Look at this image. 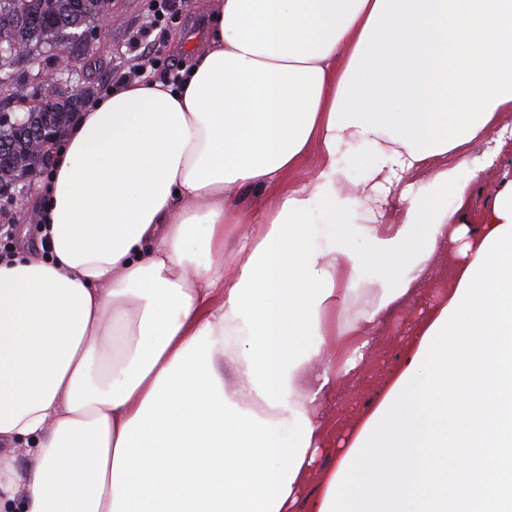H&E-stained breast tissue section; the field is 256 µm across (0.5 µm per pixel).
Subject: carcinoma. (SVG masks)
Here are the masks:
<instances>
[{"mask_svg": "<svg viewBox=\"0 0 512 512\" xmlns=\"http://www.w3.org/2000/svg\"><path fill=\"white\" fill-rule=\"evenodd\" d=\"M108 9V0H0V46H21L32 55L48 50L52 52V65L65 74L71 50L92 51L95 21ZM25 61V57L12 61L7 69L10 82H0V102L6 105L17 95L29 97L32 88L34 99L39 101L26 108L24 127L0 123V147L7 146V157L0 158V194L7 199L12 198L10 189H18L23 180L34 181L46 167L34 150L38 134L44 130L63 131L90 98L88 94L73 93L64 83L50 91L30 86L17 71Z\"/></svg>", "mask_w": 512, "mask_h": 512, "instance_id": "cac0c4a2", "label": "carcinoma"}]
</instances>
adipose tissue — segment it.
I'll return each instance as SVG.
<instances>
[{
  "mask_svg": "<svg viewBox=\"0 0 512 512\" xmlns=\"http://www.w3.org/2000/svg\"><path fill=\"white\" fill-rule=\"evenodd\" d=\"M505 112L512 0H215L179 84L121 81L63 134L49 252L0 257V442L36 459L0 452V512H512V181L474 205ZM451 249L333 450L313 405ZM378 280L377 271L370 266L366 267L363 273L359 275L353 286L356 290L345 303V312L349 318L357 316L360 311L361 306L358 297L377 288Z\"/></svg>",
  "mask_w": 512,
  "mask_h": 512,
  "instance_id": "obj_1",
  "label": "adipose tissue"
}]
</instances>
